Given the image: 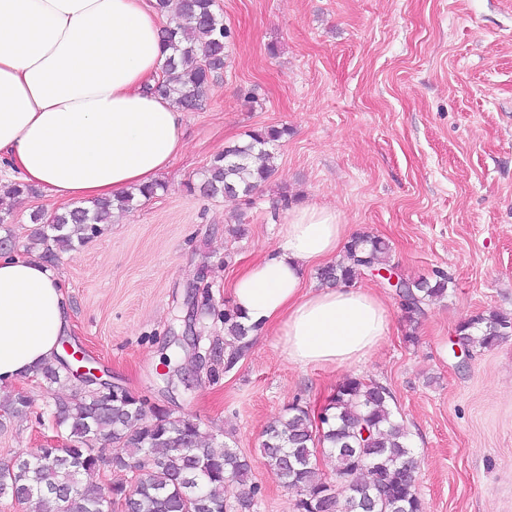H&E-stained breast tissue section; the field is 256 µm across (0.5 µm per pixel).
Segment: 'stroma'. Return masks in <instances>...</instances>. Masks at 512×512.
I'll return each mask as SVG.
<instances>
[{
	"instance_id": "stroma-1",
	"label": "stroma",
	"mask_w": 512,
	"mask_h": 512,
	"mask_svg": "<svg viewBox=\"0 0 512 512\" xmlns=\"http://www.w3.org/2000/svg\"><path fill=\"white\" fill-rule=\"evenodd\" d=\"M232 32L230 60L201 109L187 112L186 147L161 190L117 213L101 236L61 253L68 342L114 381L175 415L206 441L238 448L261 492L251 512H294L295 493L259 454L266 425L292 402L310 412L346 377L386 386L420 459L423 512H512V336L447 356L458 325L512 315V0H216ZM287 127L275 172L247 198L188 193L224 148L251 131ZM336 209L351 233L389 242L390 260L415 280L440 270L446 297L409 322L386 281L390 328L359 364L301 367L280 329L254 334L232 369L178 352L186 300L207 287L212 309L270 253L288 212ZM0 236L27 244L42 193L10 203ZM33 418L0 429V458L66 438L39 424L54 392L28 378L0 385V414L16 392Z\"/></svg>"
}]
</instances>
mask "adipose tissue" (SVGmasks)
<instances>
[{"label":"adipose tissue","mask_w":512,"mask_h":512,"mask_svg":"<svg viewBox=\"0 0 512 512\" xmlns=\"http://www.w3.org/2000/svg\"><path fill=\"white\" fill-rule=\"evenodd\" d=\"M153 0H0V164L9 180L71 202L151 184L185 147V113L145 92L167 51ZM349 229L336 210L298 206L274 251L230 286L246 325L281 326L289 360L353 365L389 332L362 288L304 284L338 256ZM70 327L67 287L35 258L0 253V382L52 361Z\"/></svg>","instance_id":"obj_1"}]
</instances>
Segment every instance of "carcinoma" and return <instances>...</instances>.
<instances>
[{
    "label": "carcinoma",
    "instance_id": "carcinoma-1",
    "mask_svg": "<svg viewBox=\"0 0 512 512\" xmlns=\"http://www.w3.org/2000/svg\"><path fill=\"white\" fill-rule=\"evenodd\" d=\"M166 17L161 30L163 44L171 50L162 67V78L148 89L172 99L184 110L204 105L211 77L228 63L231 37L224 18L215 10V0H156ZM288 134V128L267 127L248 134V141L224 148L204 172V181L188 183L186 191L208 196L230 190L231 198L248 197L274 171L268 147ZM163 184L139 187L116 198H104L92 206H74L56 214L41 226L43 216L31 214L38 225L29 235L26 252L41 249L39 257L54 264L59 253L74 248V242L99 235L112 223L113 211H124L136 197L149 199ZM0 194L19 198L34 194L20 182L0 186ZM390 247L381 238L357 234L345 246L346 261L328 265L319 272L328 284L348 285L360 274L392 269ZM403 304L406 318L414 322L427 302L446 296L448 275L406 281ZM224 330L238 346L224 362L231 369L249 345V327L239 313L226 309L218 314ZM460 343L472 348H490L512 335V317L490 312L461 322ZM33 378L48 386L71 385V374L62 365L48 363ZM390 391L361 377L338 384L321 422L308 409L293 403L285 414L267 424L259 451L264 465L285 487L295 490L296 512H315L324 505L339 512H422L414 474L418 458L408 431L397 421ZM31 406L27 395L14 394L6 409L7 421L26 420ZM48 420L56 432L66 435L65 447L48 446L33 454L0 459V494L16 500L24 512H107L112 498L129 490L130 512H250L258 486L251 483V464L236 448L226 444L218 450L200 439L199 426L185 416H176L132 393L114 395L94 390L74 391L54 397L39 420ZM102 441L113 447L110 455L95 447ZM335 462L333 477L320 469V457ZM143 470L135 488L125 482L85 484L81 475L102 467L115 473ZM344 489L339 497L337 487ZM238 493L235 503L229 495Z\"/></svg>",
    "mask_w": 512,
    "mask_h": 512
}]
</instances>
